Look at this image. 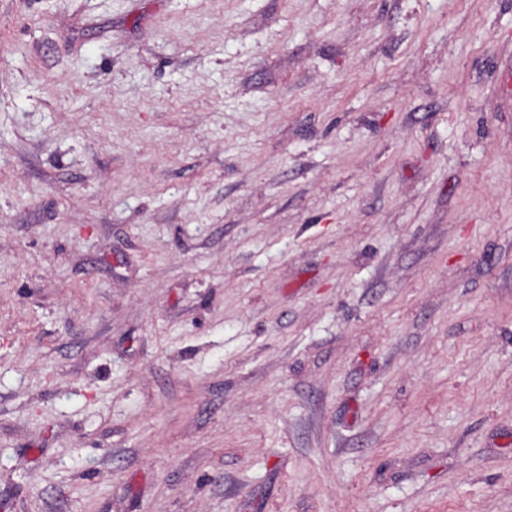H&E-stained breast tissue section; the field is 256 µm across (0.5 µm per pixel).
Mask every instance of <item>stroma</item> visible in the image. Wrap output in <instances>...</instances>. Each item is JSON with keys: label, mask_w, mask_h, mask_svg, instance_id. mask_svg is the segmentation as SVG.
<instances>
[{"label": "stroma", "mask_w": 512, "mask_h": 512, "mask_svg": "<svg viewBox=\"0 0 512 512\" xmlns=\"http://www.w3.org/2000/svg\"><path fill=\"white\" fill-rule=\"evenodd\" d=\"M0 512H512V0H0Z\"/></svg>", "instance_id": "stroma-1"}]
</instances>
